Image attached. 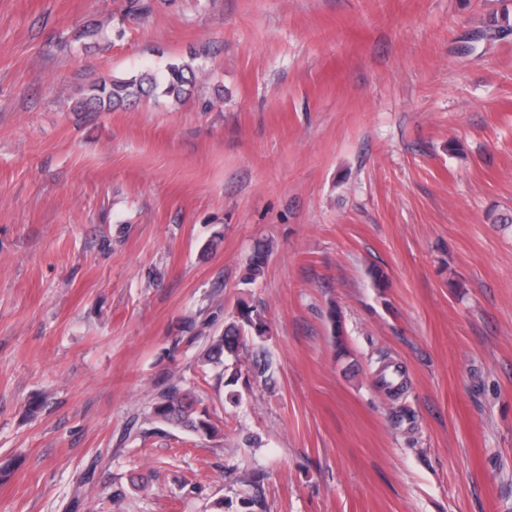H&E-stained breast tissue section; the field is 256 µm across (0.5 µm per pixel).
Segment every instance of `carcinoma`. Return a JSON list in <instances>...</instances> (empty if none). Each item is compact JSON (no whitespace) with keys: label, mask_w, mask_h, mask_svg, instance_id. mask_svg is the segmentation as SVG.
<instances>
[{"label":"carcinoma","mask_w":512,"mask_h":512,"mask_svg":"<svg viewBox=\"0 0 512 512\" xmlns=\"http://www.w3.org/2000/svg\"><path fill=\"white\" fill-rule=\"evenodd\" d=\"M204 76L202 68L175 60L161 70L148 69L131 77L101 76L93 79L76 104L82 112H110L148 98L166 97L178 104L184 102ZM267 252L257 249L249 258L244 284H253L264 275ZM268 333L263 310L245 300L224 323V329L206 337L196 360L203 374L213 371L224 386H234L240 378L245 382L265 381L272 359L263 348L254 347V339ZM154 424L179 428L200 437H214L220 429L213 421L195 391L174 382L163 387L152 405Z\"/></svg>","instance_id":"obj_1"}]
</instances>
